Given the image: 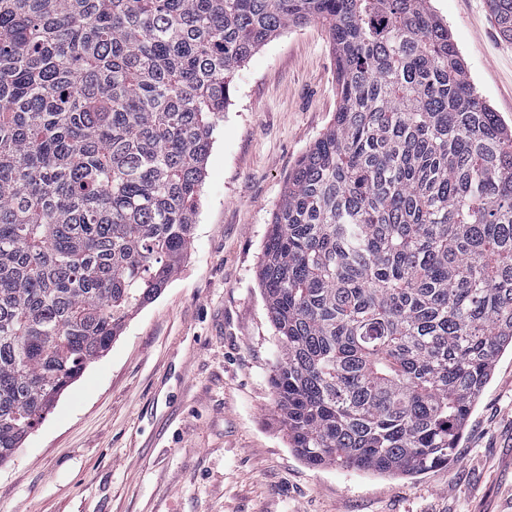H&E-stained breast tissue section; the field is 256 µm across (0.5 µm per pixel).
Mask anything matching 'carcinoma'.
Here are the masks:
<instances>
[{"mask_svg": "<svg viewBox=\"0 0 512 512\" xmlns=\"http://www.w3.org/2000/svg\"><path fill=\"white\" fill-rule=\"evenodd\" d=\"M429 3L0 0L1 466L175 276L238 68L312 21L339 104L258 273L280 423L313 468L454 459L512 349V129Z\"/></svg>", "mask_w": 512, "mask_h": 512, "instance_id": "cac0c4a2", "label": "carcinoma"}]
</instances>
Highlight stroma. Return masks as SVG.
I'll return each instance as SVG.
<instances>
[{
	"mask_svg": "<svg viewBox=\"0 0 512 512\" xmlns=\"http://www.w3.org/2000/svg\"><path fill=\"white\" fill-rule=\"evenodd\" d=\"M430 7L512 127V41L487 0ZM334 71L316 22L281 31L242 65L178 273L0 466V512H512L508 352L450 465L388 478L316 469L288 446L258 271L288 172L334 118Z\"/></svg>",
	"mask_w": 512,
	"mask_h": 512,
	"instance_id": "35a3bbf8",
	"label": "stroma"
}]
</instances>
